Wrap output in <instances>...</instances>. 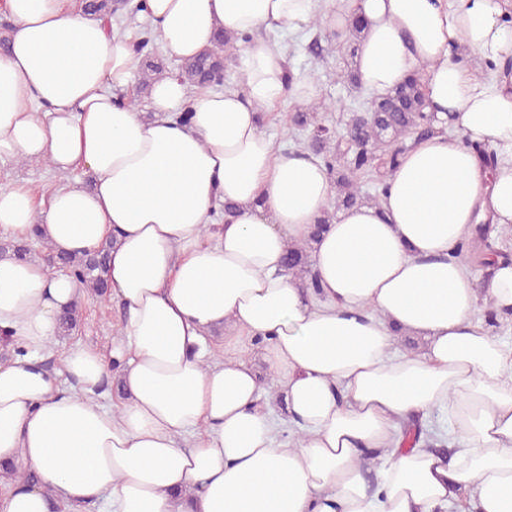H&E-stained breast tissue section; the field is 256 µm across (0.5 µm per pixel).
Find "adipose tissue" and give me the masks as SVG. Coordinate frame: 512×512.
Returning <instances> with one entry per match:
<instances>
[{
  "mask_svg": "<svg viewBox=\"0 0 512 512\" xmlns=\"http://www.w3.org/2000/svg\"><path fill=\"white\" fill-rule=\"evenodd\" d=\"M512 0H147L171 55L239 37V87L192 89L167 75L152 119L115 97L129 84L128 38L77 0H0V164L46 161L91 188L41 196L0 186V236L40 232L57 253L111 242L107 281L121 308L111 353L66 351L64 388L43 366L61 310L84 288L44 264L0 258V512L104 504L107 512H512V348L472 321L478 296L455 258L474 224H512ZM361 86L389 91L423 69L428 109L451 121L407 150L380 204L337 212L312 237L335 188L311 152L276 147L263 111L314 98L286 80L275 32L315 16L346 36ZM476 56L478 67L454 62ZM496 151L487 168L475 150ZM232 205L224 223L215 218ZM312 243L319 292L283 270L288 245ZM252 337L301 437H278L264 387L242 358L212 355L214 329ZM424 337L395 352V333ZM119 380L115 410L99 397ZM447 416V461L401 444V427ZM367 26L368 22L362 15H356L351 19L349 23L348 38L344 41L345 45L341 46L345 55L348 56L351 60L352 57L354 58L356 56L358 44L361 41Z\"/></svg>",
  "mask_w": 512,
  "mask_h": 512,
  "instance_id": "ef3b65f1",
  "label": "adipose tissue"
}]
</instances>
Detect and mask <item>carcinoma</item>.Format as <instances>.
Returning a JSON list of instances; mask_svg holds the SVG:
<instances>
[{
	"instance_id": "carcinoma-1",
	"label": "carcinoma",
	"mask_w": 512,
	"mask_h": 512,
	"mask_svg": "<svg viewBox=\"0 0 512 512\" xmlns=\"http://www.w3.org/2000/svg\"><path fill=\"white\" fill-rule=\"evenodd\" d=\"M80 8L88 15L115 21L120 31L124 30L122 21L125 16H146L144 0H81ZM367 26L368 22L361 15L351 19L349 35L342 46L346 56H356ZM236 42L237 38L219 31L213 47L180 60L173 75L191 87L216 89L223 86L227 63L238 50ZM131 43L138 64L137 92L142 93L166 74L163 63L159 62V39L149 21H144ZM334 107V102L318 98L306 111L288 113L286 125L295 143L320 157L334 176L337 209L379 204L403 153L418 140L445 133V126L426 111L425 86L414 75L383 96L349 106L341 131L326 124L325 116L321 115ZM107 251L105 245L90 256L57 257L52 254L50 260L67 269L90 293L102 299L108 292L105 279ZM487 251L492 252L494 248L489 223L484 222L475 225L471 238L459 244L455 256L475 268L484 265L483 256ZM284 267L304 287L318 291L309 244L289 246ZM80 320V309L75 302L63 311L60 325L67 332Z\"/></svg>"
}]
</instances>
